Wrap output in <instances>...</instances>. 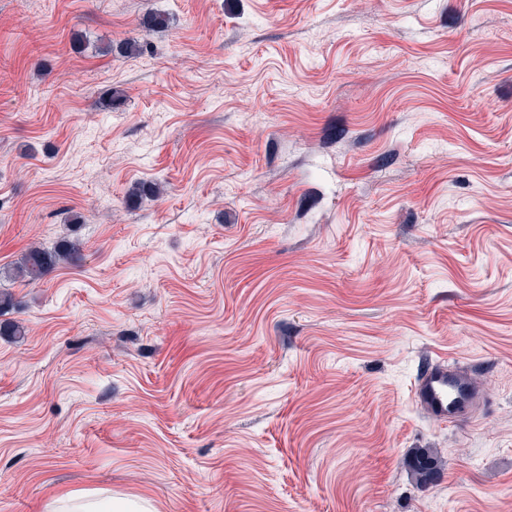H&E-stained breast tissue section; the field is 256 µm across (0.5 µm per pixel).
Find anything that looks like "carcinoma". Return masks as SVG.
<instances>
[{"label": "carcinoma", "instance_id": "obj_1", "mask_svg": "<svg viewBox=\"0 0 512 512\" xmlns=\"http://www.w3.org/2000/svg\"><path fill=\"white\" fill-rule=\"evenodd\" d=\"M169 24V15L158 11L147 12L138 21L139 28L145 33L165 30ZM146 49H148V43L132 39L116 46L108 44L101 49V52L105 55L116 52L121 56H135ZM160 191L161 186L156 182H136L126 193L125 205L129 209H136L142 200L156 197ZM83 260L79 244L72 239L64 238L51 250L40 246L28 248L14 263L0 270V279L33 285L41 282L56 266L60 264L78 266ZM412 470L418 482L427 484L432 481L435 470L432 453L428 450L418 453L412 461Z\"/></svg>", "mask_w": 512, "mask_h": 512}]
</instances>
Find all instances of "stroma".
<instances>
[{"mask_svg":"<svg viewBox=\"0 0 512 512\" xmlns=\"http://www.w3.org/2000/svg\"><path fill=\"white\" fill-rule=\"evenodd\" d=\"M63 237L10 286L0 512H512V0H0V267ZM161 191L159 183L153 181H142L134 183L127 191L125 205L128 209H136L142 200L149 197H156ZM83 260L77 241L63 238L56 243L53 250H45L41 246L28 248L14 263L1 269L0 279L33 285L41 282L56 266H78ZM413 398L434 421L458 424L486 399V393L465 368L448 360L432 362L418 374ZM412 470L418 482L427 484L432 481L435 473L432 453L429 450L418 453L412 461ZM51 512H146L148 504L141 498L112 499L103 491L69 494L53 501Z\"/></svg>","mask_w":512,"mask_h":512,"instance_id":"obj_1","label":"stroma"}]
</instances>
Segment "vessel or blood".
<instances>
[{
	"label": "vessel or blood",
	"instance_id": "1",
	"mask_svg": "<svg viewBox=\"0 0 512 512\" xmlns=\"http://www.w3.org/2000/svg\"><path fill=\"white\" fill-rule=\"evenodd\" d=\"M413 398L434 420L457 424L486 398L483 388L463 367L453 361H437L418 374Z\"/></svg>",
	"mask_w": 512,
	"mask_h": 512
}]
</instances>
